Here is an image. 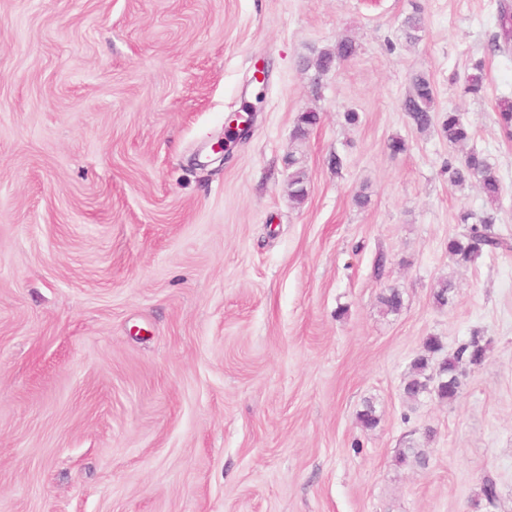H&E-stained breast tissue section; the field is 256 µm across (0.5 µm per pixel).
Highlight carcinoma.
<instances>
[{
    "label": "carcinoma",
    "mask_w": 512,
    "mask_h": 512,
    "mask_svg": "<svg viewBox=\"0 0 512 512\" xmlns=\"http://www.w3.org/2000/svg\"><path fill=\"white\" fill-rule=\"evenodd\" d=\"M500 33L493 41V51L502 54L512 52V6L506 3L499 9ZM423 31V21L419 13L408 16L405 20L406 38L415 42L420 39ZM356 52V47L349 40H341L335 48L322 51L315 61V70L327 72L335 64L346 61ZM485 90V73L482 63L473 67V73L466 79L465 92L479 94ZM433 89L424 79L414 82V94L404 103V110L409 114L415 125L421 129L429 127L433 117ZM498 124L506 131H512V99H500L496 105ZM319 122V113L304 110L298 116L294 134L302 140L309 130ZM443 130L450 143L463 142L469 139L468 127L457 112H450L443 123ZM448 178L453 183H463L469 179L476 180L487 200L495 203L500 197V180L495 167L487 158L476 150L470 151L459 164H448ZM494 219L484 218L480 225H473L469 231L459 237L448 239V255L458 263H469L481 255L483 251L493 252L506 246L502 238L493 232ZM424 354L415 358L410 365L405 393L411 399L423 394H435L441 400L452 401L460 392L461 383L458 376L459 364L466 360L471 364L482 363L487 354V346L476 338L461 345L455 353L445 357L432 368L431 362L436 354L441 352L439 340L428 337L423 345Z\"/></svg>",
    "instance_id": "carcinoma-1"
}]
</instances>
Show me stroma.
<instances>
[{
  "instance_id": "obj_1",
  "label": "stroma",
  "mask_w": 512,
  "mask_h": 512,
  "mask_svg": "<svg viewBox=\"0 0 512 512\" xmlns=\"http://www.w3.org/2000/svg\"><path fill=\"white\" fill-rule=\"evenodd\" d=\"M498 6L0 0V512H512ZM343 39L355 55L316 75L308 60ZM417 76L424 131L403 109ZM307 109L320 122L294 139ZM451 111L464 143L442 131ZM473 149L498 204L448 180ZM465 214L493 217L508 249L453 260ZM430 336L447 355L489 345L450 402L404 391ZM407 448L423 463H399ZM432 104L433 89L431 85L426 80L417 78L414 82V94L405 100L404 110L420 129H425L432 123ZM443 130L450 143L463 142L470 137L469 129L462 121L458 112H448L447 118L443 123Z\"/></svg>"
}]
</instances>
